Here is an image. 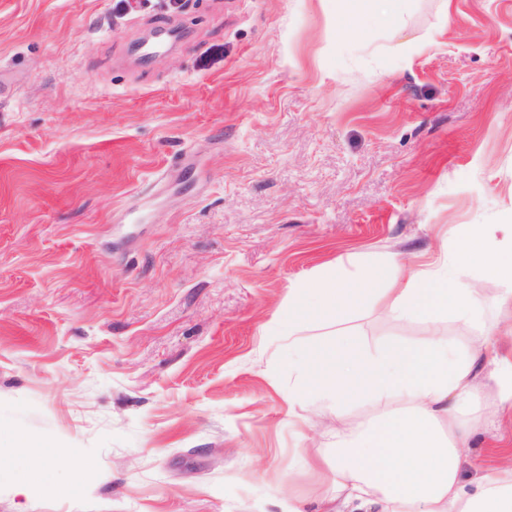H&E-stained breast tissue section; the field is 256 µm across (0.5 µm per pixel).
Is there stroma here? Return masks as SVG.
I'll use <instances>...</instances> for the list:
<instances>
[{"label": "stroma", "mask_w": 512, "mask_h": 512, "mask_svg": "<svg viewBox=\"0 0 512 512\" xmlns=\"http://www.w3.org/2000/svg\"><path fill=\"white\" fill-rule=\"evenodd\" d=\"M0 0V443L50 458L0 512H334L336 417L301 351L484 326L363 306L271 326L295 288L401 275L512 217V0ZM464 477L512 466L476 359ZM85 465L72 469L73 458Z\"/></svg>", "instance_id": "obj_1"}]
</instances>
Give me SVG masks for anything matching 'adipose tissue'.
Here are the masks:
<instances>
[{
	"instance_id": "1",
	"label": "adipose tissue",
	"mask_w": 512,
	"mask_h": 512,
	"mask_svg": "<svg viewBox=\"0 0 512 512\" xmlns=\"http://www.w3.org/2000/svg\"><path fill=\"white\" fill-rule=\"evenodd\" d=\"M473 267L503 282L496 310L512 309V246L498 241L493 225L475 224L449 263L407 277L386 263L357 283L336 271L317 274L296 288L273 329L292 337L304 325L335 321L366 304L396 319H474L483 313L476 282L448 279L449 269ZM474 360L438 337L417 346L393 342L376 354L354 345L309 354L303 383L313 399L340 411L364 398L382 409L378 421L358 423L354 437L336 433L333 492L344 512H512V468L484 469L473 491L462 479V445L476 409Z\"/></svg>"
}]
</instances>
